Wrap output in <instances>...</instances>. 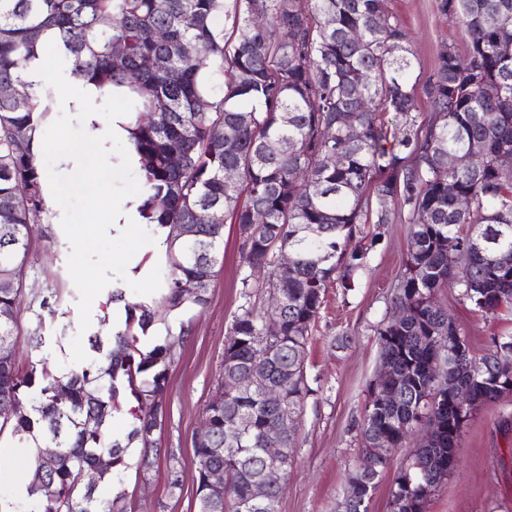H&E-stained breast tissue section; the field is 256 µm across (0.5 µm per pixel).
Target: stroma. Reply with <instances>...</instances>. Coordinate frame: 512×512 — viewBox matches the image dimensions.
Masks as SVG:
<instances>
[{
	"label": "stroma",
	"instance_id": "1",
	"mask_svg": "<svg viewBox=\"0 0 512 512\" xmlns=\"http://www.w3.org/2000/svg\"><path fill=\"white\" fill-rule=\"evenodd\" d=\"M439 0H387L403 20L408 42L420 62L415 95L421 120L431 114L425 79L437 51L448 42L464 47L465 35L438 9ZM58 205L36 224L26 267V293L39 295L61 288L65 297L53 320L37 328L27 306L17 314V354L26 358L34 331L52 336L79 326V292L67 271L69 243L61 229ZM408 227L388 224L354 276L352 290L329 289L316 331L307 347L303 412L294 448L292 472L279 499V512H342L349 474L362 455L358 425L380 367L378 329L393 312L391 299L403 270ZM239 241L233 224L224 226V261L211 286V302L192 313V329L178 347L169 368L160 455L147 477L129 469L117 480L99 485L100 496L124 491L132 512H197L193 482L197 474L192 441L205 405L211 398L224 358V341L242 302L238 279ZM437 299L457 318L475 349L495 336H512V314L485 316L463 304L457 291H441ZM512 416V396L481 407L463 429L457 448V468L431 497L428 512H512V429L501 421ZM424 436L416 430L391 458L369 504V512H388V489ZM177 457L184 480L181 495L167 489L170 457Z\"/></svg>",
	"mask_w": 512,
	"mask_h": 512
}]
</instances>
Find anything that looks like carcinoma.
<instances>
[{
	"mask_svg": "<svg viewBox=\"0 0 512 512\" xmlns=\"http://www.w3.org/2000/svg\"><path fill=\"white\" fill-rule=\"evenodd\" d=\"M225 0H0V311L17 310L25 289L32 226L47 214L42 171L35 149L49 112L50 97L32 90L29 63L46 41L71 64V74L94 83L105 99L130 105L134 125L129 149L138 157L145 199V223L167 229L165 278L159 299L124 305V328L110 336H88L96 363L55 375L38 361L22 366L16 353L0 358V410H12L0 432L23 442L41 439L33 481V512H128L126 494L96 496L95 486L134 464L145 476L158 459V434L166 418L168 371L176 345L190 334L182 316L210 303V286L224 255V224L237 226L243 264V303L228 330L224 368L206 405L216 424L193 443L199 472L224 469L227 495L213 500L198 482V512H262L246 504L249 484L266 480L280 497L293 465L294 439L281 447L279 470L263 452L262 427L287 417L299 420L304 398L302 365L327 289H350L375 240L367 238L371 201L381 208L377 224L407 211L408 252L395 303L416 309V318L378 330L381 360L401 378L396 398L366 403L359 432L365 448L382 435L391 454L403 447L404 424L439 422L441 440L412 453L409 467L393 480L390 512H427L429 499L451 474L448 408L423 401L426 391L450 394L474 382L479 405H493L508 390L494 337L476 351L463 339L451 370L436 378L428 371L430 346L448 342V328L461 331L445 308L429 297L456 288L472 310L495 315L512 307V172L497 160L512 155V57L499 47L512 44V0H439L448 20L466 31L459 51L443 43L425 81L433 116L418 123L410 86L416 57L401 19L385 0H233L234 39L214 23ZM495 15V28L486 18ZM356 31L353 45L347 34ZM354 114L360 136L350 140L338 123ZM394 113L390 128L384 116ZM224 128V137L213 128ZM335 135L328 138L325 132ZM186 154L181 168L169 163L171 145ZM468 157L465 165L442 171L448 154ZM336 156V163L330 156ZM237 170L227 183L224 170ZM453 182L457 198L448 197ZM190 224L193 236L180 229ZM461 254L448 270V251ZM286 251L292 267L277 255ZM195 282L196 292L182 293ZM274 288L281 335L257 345L267 310L252 302L253 289ZM57 293L31 299L37 323L32 348L46 345L39 333L55 312ZM151 331L165 333L145 348ZM252 368L277 395L265 389L242 392L230 381ZM65 387L71 401H55ZM130 429L110 435L112 413L125 393ZM239 416L243 430L224 434L218 421ZM46 448L57 453L48 456ZM111 464L101 465V457Z\"/></svg>",
	"mask_w": 512,
	"mask_h": 512,
	"instance_id": "1",
	"label": "carcinoma"
}]
</instances>
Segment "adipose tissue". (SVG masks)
<instances>
[{"mask_svg": "<svg viewBox=\"0 0 512 512\" xmlns=\"http://www.w3.org/2000/svg\"><path fill=\"white\" fill-rule=\"evenodd\" d=\"M59 94L61 106L72 112L96 141L103 143L111 137L128 138L130 124L127 115L115 112L110 118H103L98 108L99 91L94 84L65 74L59 79Z\"/></svg>", "mask_w": 512, "mask_h": 512, "instance_id": "adipose-tissue-1", "label": "adipose tissue"}]
</instances>
